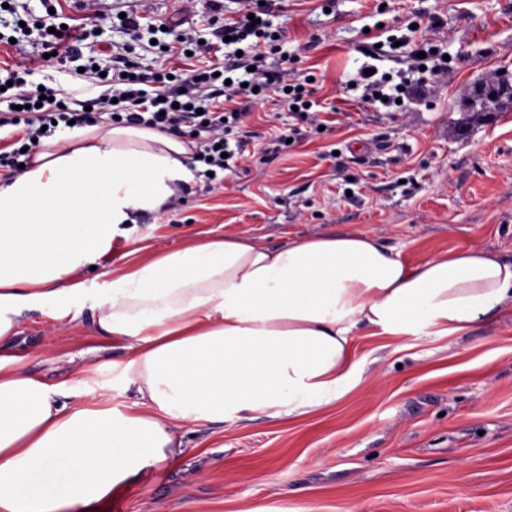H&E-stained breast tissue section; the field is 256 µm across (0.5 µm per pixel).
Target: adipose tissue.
<instances>
[{
  "label": "adipose tissue",
  "instance_id": "1",
  "mask_svg": "<svg viewBox=\"0 0 512 512\" xmlns=\"http://www.w3.org/2000/svg\"><path fill=\"white\" fill-rule=\"evenodd\" d=\"M190 148L116 125L43 139L0 179V344L23 309L55 319L89 306L96 332L128 355L98 364L127 410L67 406L64 385L0 360V512H86L183 451L171 422L298 418L358 381L357 332L454 335L512 304V260L471 244L409 267L351 231L272 248L246 235L153 251L100 288L82 275L115 238L133 239L195 179Z\"/></svg>",
  "mask_w": 512,
  "mask_h": 512
}]
</instances>
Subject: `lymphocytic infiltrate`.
<instances>
[{
  "instance_id": "obj_1",
  "label": "lymphocytic infiltrate",
  "mask_w": 512,
  "mask_h": 512,
  "mask_svg": "<svg viewBox=\"0 0 512 512\" xmlns=\"http://www.w3.org/2000/svg\"><path fill=\"white\" fill-rule=\"evenodd\" d=\"M270 13L258 0H242L241 9L221 22L224 35L230 38L223 62L184 75L137 72L127 65L125 48H118L112 54V71L105 76L109 93L86 102L59 99L50 86L29 88L31 63L8 69L12 83L6 98L9 109L0 113V127L19 125L23 134L19 149L0 154V168L19 173L35 153L43 132H55L57 125L72 121L79 127L91 126L106 116L115 124L150 127L174 136L191 133L199 144L197 161L208 163L211 170H224L228 167L225 154L231 149L229 134L234 128H246L260 94L270 90L282 93L302 122L320 125L319 113L312 110L313 92L305 82L283 67L266 64L268 55L277 50ZM37 31V44L50 54L51 64L72 76L92 77V64L81 69L75 66L83 56L77 44L88 39V32L75 26L56 28L50 13L40 18Z\"/></svg>"
}]
</instances>
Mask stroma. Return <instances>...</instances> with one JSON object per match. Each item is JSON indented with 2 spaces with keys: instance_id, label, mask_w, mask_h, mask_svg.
<instances>
[{
  "instance_id": "1",
  "label": "stroma",
  "mask_w": 512,
  "mask_h": 512,
  "mask_svg": "<svg viewBox=\"0 0 512 512\" xmlns=\"http://www.w3.org/2000/svg\"><path fill=\"white\" fill-rule=\"evenodd\" d=\"M280 48L287 67L315 80L327 129L298 126L271 92L253 109L252 136L222 180L203 163L180 198L140 219L151 250L224 234L270 246L352 230L395 247L415 266L477 244L512 259V109L483 108L473 89L512 76V0H285ZM65 22L86 24L101 66L110 45L129 47L144 73L173 66L116 18L117 0L88 12L59 0ZM418 33H410V26ZM449 58L404 108L364 102L367 65L406 72L388 36ZM300 127L284 145L281 134ZM357 386L313 414L271 421L180 424L170 464L131 479L93 512H512V308L470 331L396 340L354 339ZM12 352L25 370L66 382L87 405L101 397L91 360L125 358L96 334L89 309L56 320L40 308L19 318Z\"/></svg>"
}]
</instances>
